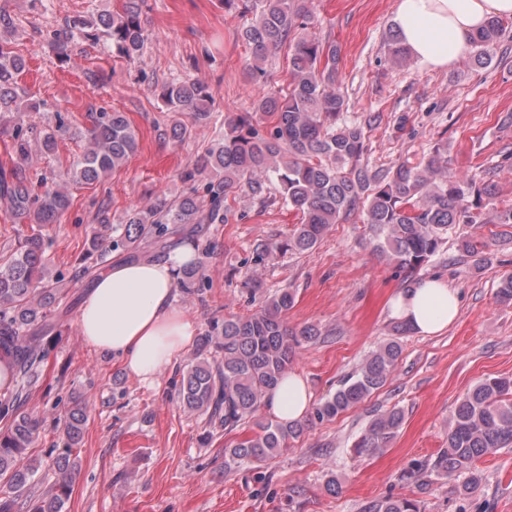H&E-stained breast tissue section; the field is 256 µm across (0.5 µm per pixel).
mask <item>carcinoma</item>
I'll list each match as a JSON object with an SVG mask.
<instances>
[{
	"label": "carcinoma",
	"mask_w": 512,
	"mask_h": 512,
	"mask_svg": "<svg viewBox=\"0 0 512 512\" xmlns=\"http://www.w3.org/2000/svg\"><path fill=\"white\" fill-rule=\"evenodd\" d=\"M144 0H125L122 11L102 12L94 20L75 18L53 32L49 49L62 57L74 33L88 40L105 39L112 50L136 61L148 43L142 20ZM224 10L244 22L240 37L250 51L245 69L251 78L266 75V63L288 47L286 85L258 97L252 111L225 123L224 137L196 156L189 177H199L209 197L201 209L195 195L178 202L164 199L130 213L124 232L112 246L135 257L146 248H162L169 225L191 233L199 224H226L234 216L235 189L248 188L260 202L281 201L300 217L286 247L298 253L314 249L332 224L360 214L379 240L376 250L401 268L415 270L435 256L444 235L457 224H512V200L496 199L495 186L463 180L448 172V161L435 150L418 163L404 161L390 169L362 163L364 125L349 121L348 101L336 87V45L309 30L308 0H223ZM505 21L491 18L471 37V60L488 63V48L501 37ZM24 60L0 41V114L20 111L29 96L21 85ZM167 110L187 115L193 124L210 120L212 102L206 87L183 80L164 85ZM89 146L63 174L61 182L39 191L26 173L31 154L28 132L16 129L13 165L0 166V209L31 224H51L72 203L69 189L91 185L124 165L138 149V136L123 113L101 112L88 129ZM260 245L258 256L284 247ZM44 240L32 234L0 254V355L12 358L14 385L0 392V512H63L77 469L73 449L81 440L87 413L84 396L73 397L64 430L66 447L53 461L54 482L41 492L42 461L32 457L41 421L25 407L27 391L41 376L49 353L43 336L51 308L65 289L46 276ZM295 296L283 288L255 313L224 319L199 340L196 357L182 374L180 401L232 431L253 418L266 394L291 370L296 347L320 336L313 325L288 328L286 316ZM401 346L380 345L314 409L330 421L363 402L396 371ZM403 412L394 407L375 416L354 443L357 456L382 453L401 428ZM300 422L258 420L254 433L226 450L225 466L264 462L288 442L304 435ZM512 446V378L476 384L456 406L448 439L436 458L416 460L403 477L420 485L435 475L464 477L462 490L481 479L476 463L500 448ZM364 512H420L417 501L389 496Z\"/></svg>",
	"instance_id": "carcinoma-1"
}]
</instances>
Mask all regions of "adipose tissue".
<instances>
[{"label":"adipose tissue","mask_w":512,"mask_h":512,"mask_svg":"<svg viewBox=\"0 0 512 512\" xmlns=\"http://www.w3.org/2000/svg\"><path fill=\"white\" fill-rule=\"evenodd\" d=\"M495 16L512 17V0H397L394 23L419 66L445 69ZM189 258L180 250L162 262L115 265L99 275L80 306L78 331L85 344L120 360L144 384H155L197 332L193 317L174 302L179 269ZM459 306L457 293L436 278L393 301L395 315L423 336L448 328ZM311 402L305 379L296 373L265 398L280 422L303 419Z\"/></svg>","instance_id":"ef3b65f1"}]
</instances>
